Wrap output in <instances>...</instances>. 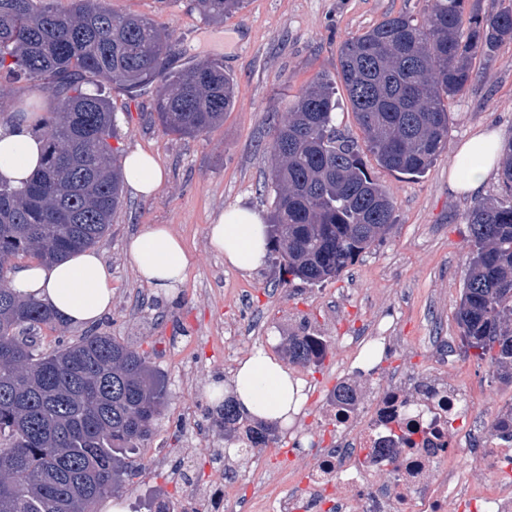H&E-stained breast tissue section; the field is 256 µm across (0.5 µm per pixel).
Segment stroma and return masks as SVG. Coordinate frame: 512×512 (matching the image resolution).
Listing matches in <instances>:
<instances>
[{"label": "stroma", "mask_w": 512, "mask_h": 512, "mask_svg": "<svg viewBox=\"0 0 512 512\" xmlns=\"http://www.w3.org/2000/svg\"><path fill=\"white\" fill-rule=\"evenodd\" d=\"M110 6L173 30L182 48L176 67L219 60L236 96L219 126L181 137L164 132L156 119V85L132 94L119 87L110 91L118 132L113 147L122 155L149 152L167 173L153 198L124 192V203L98 245L112 269L115 297L111 312L91 330L144 352L168 394L139 462L151 459L155 449L181 448L190 440L200 448H226L206 388L214 380L231 379L254 347H265L284 363L289 336L308 324L321 327L332 355L309 373L321 382L335 374L340 344L326 323L330 309L339 315L354 309L379 317L382 326L399 328L401 350L386 351L374 363L362 384L365 392H377L387 366L427 372L438 353L436 337H461L456 312L471 251L465 216L478 199L506 195L499 173H491L477 197L451 191L448 175L451 159L474 131L496 129L503 139H512V41L492 58L476 56L467 90L448 109V146L423 175L389 172L364 153L369 171L394 199V226L383 240L336 280L309 285L292 279L283 287V271L274 263L252 272L225 265L223 255L207 245L208 224L233 205L269 215V145L295 96L316 74L336 72L347 39L389 15L423 20L427 0H245L220 23L205 22L191 0H110ZM154 224L171 225L194 256L185 284L168 296L140 284L124 252L132 235ZM91 330L67 325L57 331L45 327L40 334L51 350ZM450 376L464 386L486 385L497 402L512 400V382L496 378L472 353H461L460 368ZM211 470L202 458L170 461L149 476H135L111 499L125 512H143L166 493L173 512H192Z\"/></svg>", "instance_id": "stroma-1"}]
</instances>
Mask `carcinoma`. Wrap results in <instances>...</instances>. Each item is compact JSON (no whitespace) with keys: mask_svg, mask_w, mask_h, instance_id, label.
<instances>
[{"mask_svg":"<svg viewBox=\"0 0 512 512\" xmlns=\"http://www.w3.org/2000/svg\"><path fill=\"white\" fill-rule=\"evenodd\" d=\"M469 0H428L420 22L388 16L341 46L337 78L320 73L296 97L270 147L272 260L317 285L335 279L386 235L394 200L369 172L357 141L336 126L335 80L344 85L367 150L400 174H424L448 144V101L463 93L476 55L512 40V6L482 16ZM243 0H194L222 22ZM470 14L463 27L464 13ZM172 31L106 0H0V97L37 84L53 100L38 131L46 162L23 187L0 179V512H93L136 470L137 455L166 402L148 358L104 333L48 351L35 332L62 326L36 301L18 299V259L61 260L100 243L122 206L117 127L106 88L133 93L157 83L156 117L182 137L207 132L235 105L222 64L173 71ZM501 180L508 197L466 214L472 250L456 312L461 335L493 375L512 381V140ZM305 336L288 359L312 363ZM217 416L232 441L243 416L224 399ZM490 434L512 439V416ZM250 447L279 440L277 425L248 421Z\"/></svg>","mask_w":512,"mask_h":512,"instance_id":"cac0c4a2","label":"carcinoma"}]
</instances>
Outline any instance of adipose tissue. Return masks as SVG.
I'll return each mask as SVG.
<instances>
[{
    "label": "adipose tissue",
    "instance_id": "ef3b65f1",
    "mask_svg": "<svg viewBox=\"0 0 512 512\" xmlns=\"http://www.w3.org/2000/svg\"><path fill=\"white\" fill-rule=\"evenodd\" d=\"M37 113L16 116L0 128V178L13 185L32 176L43 159L44 142L34 131ZM502 146L499 131L474 132L455 155L449 175L452 190L468 194L482 192L496 166ZM125 183L132 192L148 198L165 182V173L155 158L135 150L122 161ZM209 247L223 254L225 262L241 271L262 267L268 257V241L263 218L256 212L232 206L208 225ZM125 253L141 283L158 294L170 295L183 286L191 255L179 235L167 224L150 226L131 237ZM19 295L51 308L64 322L90 327L112 309L115 291L112 270L94 250L85 249L53 264L33 263L17 270L10 282ZM232 393L240 413L256 419L292 425L307 398L306 384L275 361L265 348H254L240 362L231 382L216 381L212 400Z\"/></svg>",
    "mask_w": 512,
    "mask_h": 512
}]
</instances>
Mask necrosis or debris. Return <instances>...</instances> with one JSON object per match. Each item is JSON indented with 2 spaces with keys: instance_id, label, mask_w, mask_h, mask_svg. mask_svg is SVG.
<instances>
[{
  "instance_id": "4bbe7bcc",
  "label": "necrosis or debris",
  "mask_w": 512,
  "mask_h": 512,
  "mask_svg": "<svg viewBox=\"0 0 512 512\" xmlns=\"http://www.w3.org/2000/svg\"><path fill=\"white\" fill-rule=\"evenodd\" d=\"M377 330L373 320L344 339L336 384L353 388V399L326 397L321 412L300 421L263 484L242 487L228 474L224 496L243 512H404L408 504L413 512H512V482L497 475L512 470V442L492 441L474 426L483 389L396 366L375 396L360 392L367 366L400 342ZM462 451L475 460L466 481L455 467Z\"/></svg>"
}]
</instances>
